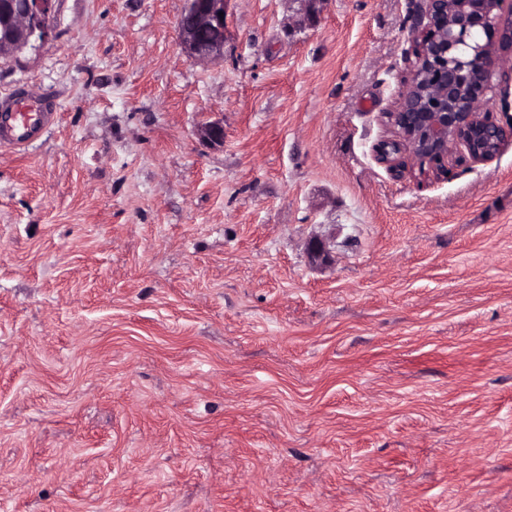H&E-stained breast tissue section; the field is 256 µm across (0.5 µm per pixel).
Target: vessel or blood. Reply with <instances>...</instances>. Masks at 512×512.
I'll list each match as a JSON object with an SVG mask.
<instances>
[{"label":"vessel or blood","instance_id":"obj_1","mask_svg":"<svg viewBox=\"0 0 512 512\" xmlns=\"http://www.w3.org/2000/svg\"><path fill=\"white\" fill-rule=\"evenodd\" d=\"M56 111L55 102H31L21 87L0 95V145H32L46 131Z\"/></svg>","mask_w":512,"mask_h":512}]
</instances>
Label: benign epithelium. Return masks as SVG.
<instances>
[{"mask_svg": "<svg viewBox=\"0 0 512 512\" xmlns=\"http://www.w3.org/2000/svg\"><path fill=\"white\" fill-rule=\"evenodd\" d=\"M230 0H187L178 31L183 52L195 62H208L224 53L225 20ZM55 0H6L0 4V58L13 56L46 40L51 34ZM415 67L393 111L385 114L393 130L376 144V159L392 171L404 167L402 157L418 165L429 163L432 174L448 173V161L488 162L512 144V122L504 126L483 110L492 86L487 73L471 75L468 61L482 57L508 66L502 71L512 84V0H480L473 7L462 0H423L414 23ZM216 37L203 41L199 34ZM476 83L466 109L456 106L467 82ZM199 137L224 144V127L206 122Z\"/></svg>", "mask_w": 512, "mask_h": 512, "instance_id": "obj_1", "label": "benign epithelium"}]
</instances>
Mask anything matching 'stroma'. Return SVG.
Returning a JSON list of instances; mask_svg holds the SVG:
<instances>
[{
	"label": "stroma",
	"mask_w": 512,
	"mask_h": 512,
	"mask_svg": "<svg viewBox=\"0 0 512 512\" xmlns=\"http://www.w3.org/2000/svg\"><path fill=\"white\" fill-rule=\"evenodd\" d=\"M185 7L0 59L60 106L0 146V512H512V145L373 151L420 0H230L208 64Z\"/></svg>",
	"instance_id": "1"
}]
</instances>
